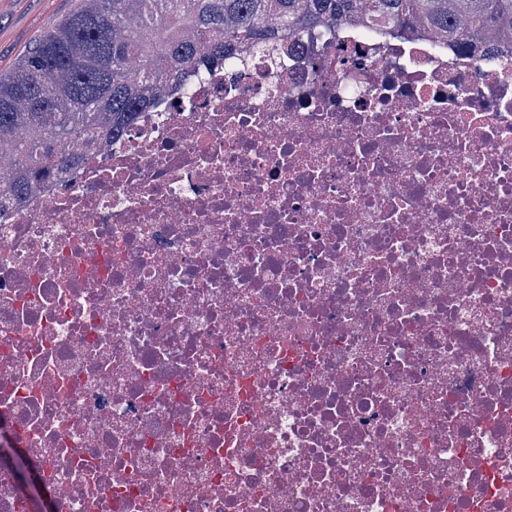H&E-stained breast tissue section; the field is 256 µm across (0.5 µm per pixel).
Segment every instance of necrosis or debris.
I'll list each match as a JSON object with an SVG mask.
<instances>
[{"mask_svg": "<svg viewBox=\"0 0 512 512\" xmlns=\"http://www.w3.org/2000/svg\"><path fill=\"white\" fill-rule=\"evenodd\" d=\"M235 57L0 211V512H512V45Z\"/></svg>", "mask_w": 512, "mask_h": 512, "instance_id": "1", "label": "necrosis or debris"}]
</instances>
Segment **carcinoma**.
<instances>
[{"label":"carcinoma","instance_id":"obj_1","mask_svg":"<svg viewBox=\"0 0 512 512\" xmlns=\"http://www.w3.org/2000/svg\"><path fill=\"white\" fill-rule=\"evenodd\" d=\"M0 74V209L22 206L79 150L120 135L171 86L251 44L330 21L421 29L487 55L512 41V0H78Z\"/></svg>","mask_w":512,"mask_h":512}]
</instances>
